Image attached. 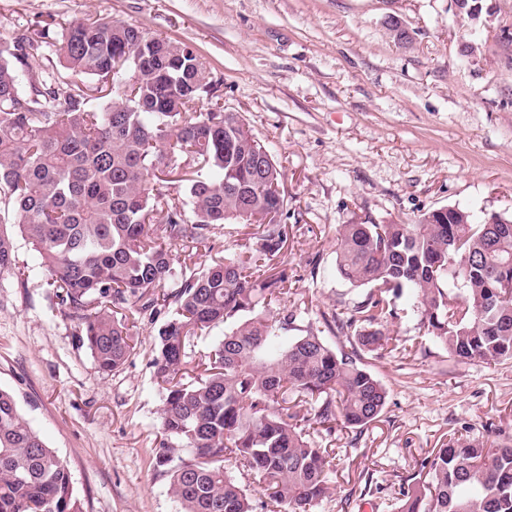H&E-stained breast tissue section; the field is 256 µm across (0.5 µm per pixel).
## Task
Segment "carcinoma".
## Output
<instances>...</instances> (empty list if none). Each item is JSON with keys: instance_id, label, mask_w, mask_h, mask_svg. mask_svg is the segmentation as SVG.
Masks as SVG:
<instances>
[{"instance_id": "1", "label": "carcinoma", "mask_w": 512, "mask_h": 512, "mask_svg": "<svg viewBox=\"0 0 512 512\" xmlns=\"http://www.w3.org/2000/svg\"><path fill=\"white\" fill-rule=\"evenodd\" d=\"M55 21L0 42V273L16 267L14 233L38 253L61 312L78 322L98 367L120 368L134 350L130 325L160 311L154 351L165 385L160 421L169 490L183 512H312L329 487L330 452L307 438L310 420L290 401L317 403L332 430L363 428L389 392L359 351H398L381 330L409 294L434 337L470 361H512V219L480 223L460 208L415 224H341L336 270L367 298L346 313L351 351L307 330L285 341L288 321L267 307L288 294V273L224 258L177 273L175 248H213L224 224L257 227L259 253L287 239L284 172L236 112L202 110L205 69L196 51L108 18L70 22L61 68L33 70ZM138 75L134 96L112 77ZM86 76L112 97L95 102ZM188 184V201L167 198ZM228 323L204 377L185 382L187 347ZM242 460L264 482L255 503L224 463ZM425 476L400 489L397 512H512V446L467 436L421 463ZM0 512H83L66 463L34 430L15 394L0 387Z\"/></svg>"}]
</instances>
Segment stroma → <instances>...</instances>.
<instances>
[{
  "instance_id": "obj_1",
  "label": "stroma",
  "mask_w": 512,
  "mask_h": 512,
  "mask_svg": "<svg viewBox=\"0 0 512 512\" xmlns=\"http://www.w3.org/2000/svg\"><path fill=\"white\" fill-rule=\"evenodd\" d=\"M488 28L472 30L453 0H0V40L58 23L109 18L194 46L225 111L240 113L284 170L287 241L272 265L288 271V336L310 330L336 350L353 331L336 318L363 301L336 271L342 224H412L444 207L478 221L512 217V0H487ZM395 15L412 40L395 42ZM477 60L460 53L469 37ZM213 250H179L184 272L222 256H253L249 224L218 229ZM16 271L0 274V387L12 390L49 447L66 461L84 512H180L156 463L166 391L153 366L165 315L132 328L118 370L98 368L16 239ZM383 330L402 350L362 352L388 389L382 415L316 433L332 449L330 493L316 512H393L400 488L449 435L512 445V361L462 360L419 317Z\"/></svg>"
}]
</instances>
